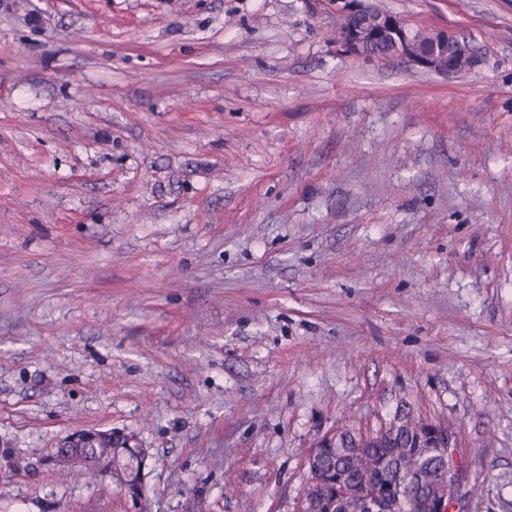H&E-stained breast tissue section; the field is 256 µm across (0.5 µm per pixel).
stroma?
I'll return each mask as SVG.
<instances>
[{
  "label": "stroma",
  "mask_w": 512,
  "mask_h": 512,
  "mask_svg": "<svg viewBox=\"0 0 512 512\" xmlns=\"http://www.w3.org/2000/svg\"><path fill=\"white\" fill-rule=\"evenodd\" d=\"M483 57L349 56L336 0H0V512H298L324 440L452 424L512 512V0H372ZM106 434L100 441L82 444L81 448H67L64 443L76 442L79 439L88 440L93 431H79L72 434L58 448H66L72 454L83 457L87 467L80 473L89 482L99 477H117L118 486L136 494L141 484V468L143 462L142 448H136L134 435L112 429L105 430Z\"/></svg>",
  "instance_id": "obj_1"
}]
</instances>
